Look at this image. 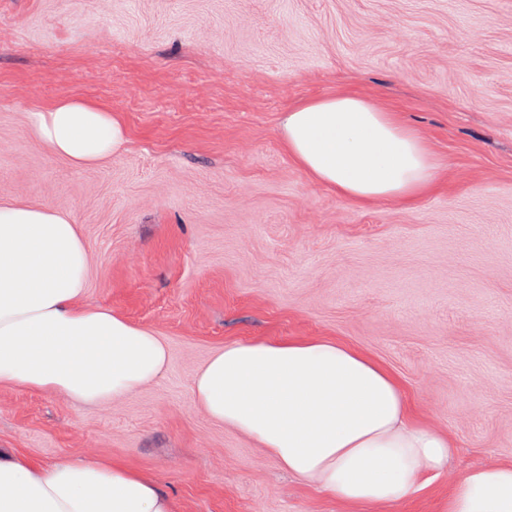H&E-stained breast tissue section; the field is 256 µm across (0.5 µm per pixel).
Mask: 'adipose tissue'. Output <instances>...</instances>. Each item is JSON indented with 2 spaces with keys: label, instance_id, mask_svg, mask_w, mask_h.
I'll use <instances>...</instances> for the list:
<instances>
[{
  "label": "adipose tissue",
  "instance_id": "1",
  "mask_svg": "<svg viewBox=\"0 0 512 512\" xmlns=\"http://www.w3.org/2000/svg\"><path fill=\"white\" fill-rule=\"evenodd\" d=\"M33 130L77 167L121 153L118 115L86 99L32 110ZM280 138L316 183L363 205L414 203L437 178L426 141L396 112L356 93L304 100ZM88 252L60 210L0 203V385L104 406L169 365L164 341L104 306L84 304ZM196 403L252 439L289 473L343 504L381 512L448 468V435L414 422L399 381L381 363L327 338L235 341L193 381ZM0 512H174L149 478L102 460L46 467L0 448ZM440 512H512V463L459 473Z\"/></svg>",
  "mask_w": 512,
  "mask_h": 512
}]
</instances>
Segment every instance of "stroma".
Listing matches in <instances>:
<instances>
[{"mask_svg":"<svg viewBox=\"0 0 512 512\" xmlns=\"http://www.w3.org/2000/svg\"><path fill=\"white\" fill-rule=\"evenodd\" d=\"M343 92L429 143L438 188L350 203L279 135ZM96 101L127 150L79 168L31 105ZM0 201L62 210L85 302L168 345L165 373L107 406L0 387V448L109 460L175 512H348L209 418L193 379L234 341L320 336L382 363L447 473L387 512H440L455 473L512 462V0H0Z\"/></svg>","mask_w":512,"mask_h":512,"instance_id":"35a3bbf8","label":"stroma"}]
</instances>
